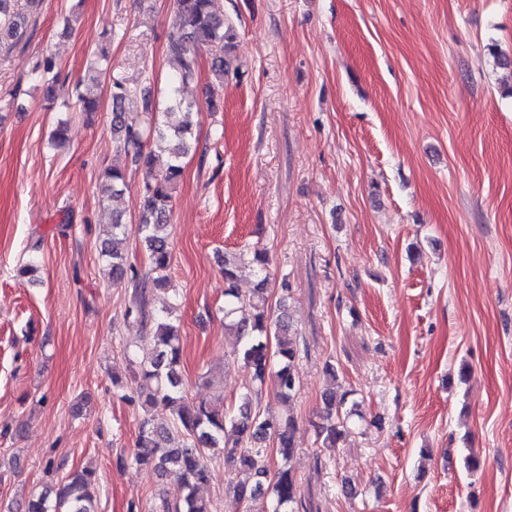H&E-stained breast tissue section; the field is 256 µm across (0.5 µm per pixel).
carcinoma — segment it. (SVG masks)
I'll return each mask as SVG.
<instances>
[{"label":"carcinoma","mask_w":512,"mask_h":512,"mask_svg":"<svg viewBox=\"0 0 512 512\" xmlns=\"http://www.w3.org/2000/svg\"><path fill=\"white\" fill-rule=\"evenodd\" d=\"M29 17L30 11L18 9L16 0H0V41L22 37ZM235 36L233 23L217 12L215 0H177L168 50L177 61L178 76L168 87L161 111L146 108L140 114L129 110L131 90L124 82L111 78L104 54L91 68L89 83L76 86L75 110L93 112L98 106L94 89L109 84L116 150L131 157L143 173L136 198L138 232L155 276L139 273L118 250L117 244L127 234V224L120 215L112 217V240L102 242L101 255L110 264L112 284L131 285L125 320L152 335L155 347L154 355L140 361L126 383L143 412L137 451L129 457L118 456L116 463L120 468L134 463L170 479L174 499L162 501V512H212L210 502L199 496V489L208 482L210 464L220 448L224 449L225 464L246 474L245 479L231 481L226 487L236 502L247 503L266 495L272 502L270 512H294L297 502V482L288 468L295 451V417L288 411L261 412L250 392L227 410L220 400L189 399L181 376L182 347L173 306L159 311L152 306L154 294L165 291L167 285L164 272L172 255L166 232L168 214L173 190L183 176L181 160L192 151L194 105L183 98L182 87L194 78L203 47L211 51V70L224 75ZM161 147L167 148L169 160L158 169L156 150ZM128 189L126 170L118 167L107 169L98 185L104 203ZM252 263L255 286L242 295L235 288L241 256L224 253V326L237 337V358L250 367L254 381L260 386L272 382L279 401L290 405L299 390V350L288 314L289 286L282 284L277 307H272L266 254L255 252ZM323 404L325 423L320 426L317 441L331 451L348 431L352 411L342 410L345 396H337L334 387L324 393ZM158 407L170 413L166 427L156 425L151 416ZM272 448L280 457V466L275 469L269 463ZM95 489L94 470L71 471L55 491L54 500H49L47 490L29 500L26 512H96Z\"/></svg>","instance_id":"1"}]
</instances>
